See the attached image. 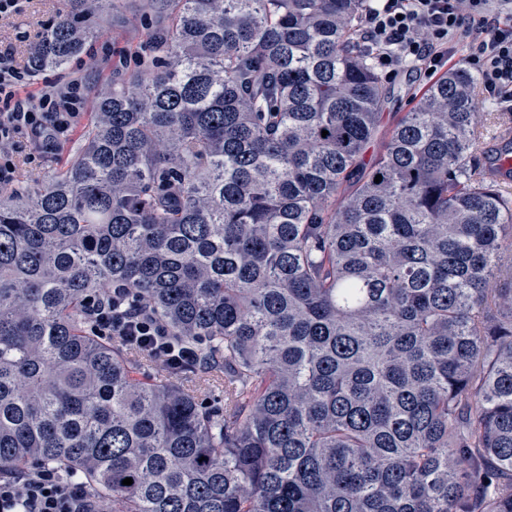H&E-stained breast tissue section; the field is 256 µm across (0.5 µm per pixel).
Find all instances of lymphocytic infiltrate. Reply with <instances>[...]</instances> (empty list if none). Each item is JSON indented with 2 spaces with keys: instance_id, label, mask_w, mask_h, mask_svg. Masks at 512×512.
<instances>
[{
  "instance_id": "lymphocytic-infiltrate-1",
  "label": "lymphocytic infiltrate",
  "mask_w": 512,
  "mask_h": 512,
  "mask_svg": "<svg viewBox=\"0 0 512 512\" xmlns=\"http://www.w3.org/2000/svg\"><path fill=\"white\" fill-rule=\"evenodd\" d=\"M359 39L378 64L434 75L467 42L465 62L486 95L512 110V0H367ZM27 68L12 47L0 46V190L17 180L15 152H51L71 136L85 108L82 82H49L29 92ZM127 291L115 286L87 300L100 336H124L147 346L170 366L196 364L191 347H175L165 326L144 306L126 307ZM0 512H103L83 482L62 480L37 465L0 474Z\"/></svg>"
}]
</instances>
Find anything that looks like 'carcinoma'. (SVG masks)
Returning a JSON list of instances; mask_svg holds the SVG:
<instances>
[{
	"mask_svg": "<svg viewBox=\"0 0 512 512\" xmlns=\"http://www.w3.org/2000/svg\"><path fill=\"white\" fill-rule=\"evenodd\" d=\"M110 10L68 0L31 69ZM362 11L167 0L81 152L0 199V472L72 475L109 512H512V191L474 162L464 67L366 160L385 88ZM114 284L217 404L95 335Z\"/></svg>",
	"mask_w": 512,
	"mask_h": 512,
	"instance_id": "1",
	"label": "carcinoma"
}]
</instances>
